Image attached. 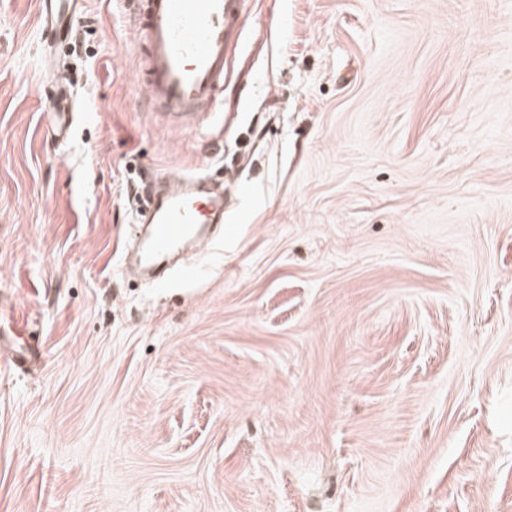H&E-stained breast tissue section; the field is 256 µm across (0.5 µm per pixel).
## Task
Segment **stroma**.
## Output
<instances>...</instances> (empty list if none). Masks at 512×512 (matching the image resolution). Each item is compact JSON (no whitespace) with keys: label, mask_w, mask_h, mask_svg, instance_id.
Instances as JSON below:
<instances>
[{"label":"stroma","mask_w":512,"mask_h":512,"mask_svg":"<svg viewBox=\"0 0 512 512\" xmlns=\"http://www.w3.org/2000/svg\"><path fill=\"white\" fill-rule=\"evenodd\" d=\"M224 103L147 106L82 0L53 133L0 0V512H512V0H249ZM230 177L194 279L131 192ZM55 100V109L51 114L53 129L60 134L62 128L73 120L75 112V101L68 88L63 83L54 85V90L50 92ZM70 114V117H69Z\"/></svg>","instance_id":"1"}]
</instances>
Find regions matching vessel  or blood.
<instances>
[{"label": "vessel or blood", "mask_w": 512, "mask_h": 512, "mask_svg": "<svg viewBox=\"0 0 512 512\" xmlns=\"http://www.w3.org/2000/svg\"><path fill=\"white\" fill-rule=\"evenodd\" d=\"M79 0H40L43 25L53 35L45 53L53 55L67 37ZM249 0H123L135 33L139 80L148 103L179 130L199 127L221 103L224 65L240 39L239 20ZM54 130L75 112L64 84L52 93ZM136 223L147 225L142 243L144 275L156 279L186 245L209 242V227L224 221V191L201 175L154 182Z\"/></svg>", "instance_id": "1"}]
</instances>
